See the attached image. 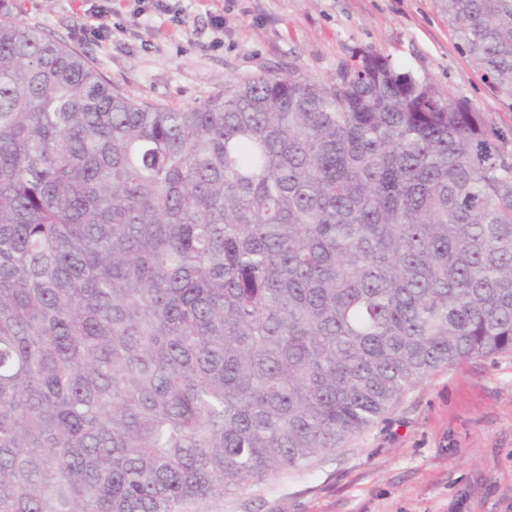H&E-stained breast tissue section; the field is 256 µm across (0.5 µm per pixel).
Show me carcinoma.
Returning a JSON list of instances; mask_svg holds the SVG:
<instances>
[{"mask_svg":"<svg viewBox=\"0 0 512 512\" xmlns=\"http://www.w3.org/2000/svg\"><path fill=\"white\" fill-rule=\"evenodd\" d=\"M512 101V0H439ZM507 134L376 50L174 111L0 0V512H185L512 352Z\"/></svg>","mask_w":512,"mask_h":512,"instance_id":"1","label":"carcinoma"}]
</instances>
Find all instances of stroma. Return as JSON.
<instances>
[{
	"label": "stroma",
	"instance_id": "obj_1",
	"mask_svg": "<svg viewBox=\"0 0 512 512\" xmlns=\"http://www.w3.org/2000/svg\"><path fill=\"white\" fill-rule=\"evenodd\" d=\"M136 102L185 109L253 76H335L367 50L512 131L437 0H13ZM188 512H512V354L442 368L309 469Z\"/></svg>",
	"mask_w": 512,
	"mask_h": 512
}]
</instances>
